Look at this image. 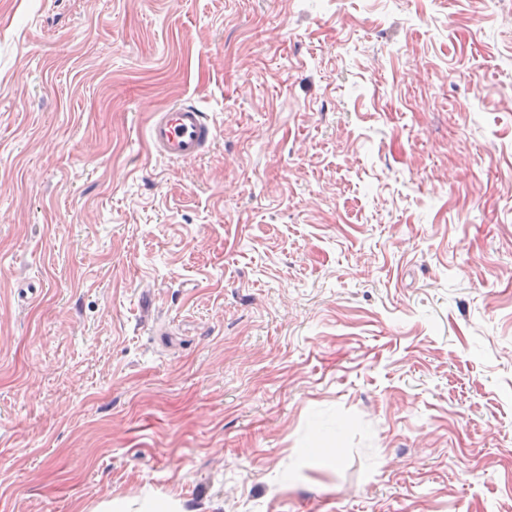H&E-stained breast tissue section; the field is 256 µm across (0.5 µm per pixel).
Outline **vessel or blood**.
<instances>
[{
  "instance_id": "obj_1",
  "label": "vessel or blood",
  "mask_w": 512,
  "mask_h": 512,
  "mask_svg": "<svg viewBox=\"0 0 512 512\" xmlns=\"http://www.w3.org/2000/svg\"><path fill=\"white\" fill-rule=\"evenodd\" d=\"M149 140L156 151L172 160L200 155L214 140L215 129L204 112L184 103L156 113L148 127Z\"/></svg>"
}]
</instances>
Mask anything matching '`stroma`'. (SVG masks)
Listing matches in <instances>:
<instances>
[{"label":"stroma","mask_w":512,"mask_h":512,"mask_svg":"<svg viewBox=\"0 0 512 512\" xmlns=\"http://www.w3.org/2000/svg\"><path fill=\"white\" fill-rule=\"evenodd\" d=\"M109 499L512 512L511 10L0 0V512ZM148 136L159 154L185 160L197 157L211 144L215 129L204 112L181 103L157 112L148 127Z\"/></svg>","instance_id":"obj_1"}]
</instances>
